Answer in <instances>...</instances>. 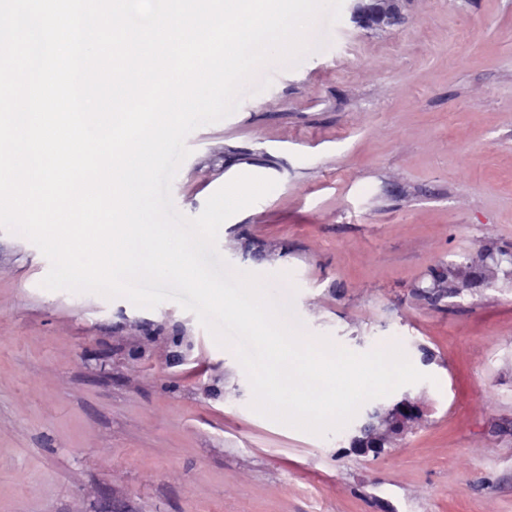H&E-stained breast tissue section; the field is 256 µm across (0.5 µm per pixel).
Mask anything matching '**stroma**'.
Here are the masks:
<instances>
[{
    "label": "stroma",
    "mask_w": 512,
    "mask_h": 512,
    "mask_svg": "<svg viewBox=\"0 0 512 512\" xmlns=\"http://www.w3.org/2000/svg\"><path fill=\"white\" fill-rule=\"evenodd\" d=\"M307 39L187 137L172 200L274 180L219 253L304 336L399 345L421 419L374 454L263 417L195 314L44 289L0 229V512H512V273L481 260L512 252V0L345 6ZM349 1L352 2L353 19L366 27L383 28L397 20V0Z\"/></svg>",
    "instance_id": "obj_1"
}]
</instances>
